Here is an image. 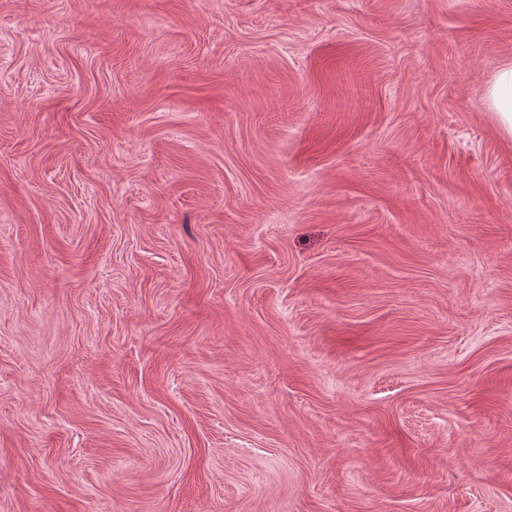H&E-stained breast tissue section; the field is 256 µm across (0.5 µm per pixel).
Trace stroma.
Listing matches in <instances>:
<instances>
[{"instance_id":"stroma-1","label":"stroma","mask_w":512,"mask_h":512,"mask_svg":"<svg viewBox=\"0 0 512 512\" xmlns=\"http://www.w3.org/2000/svg\"><path fill=\"white\" fill-rule=\"evenodd\" d=\"M512 0H0V512H512ZM481 98L496 113L502 131L512 137V61L501 63L486 82Z\"/></svg>"}]
</instances>
